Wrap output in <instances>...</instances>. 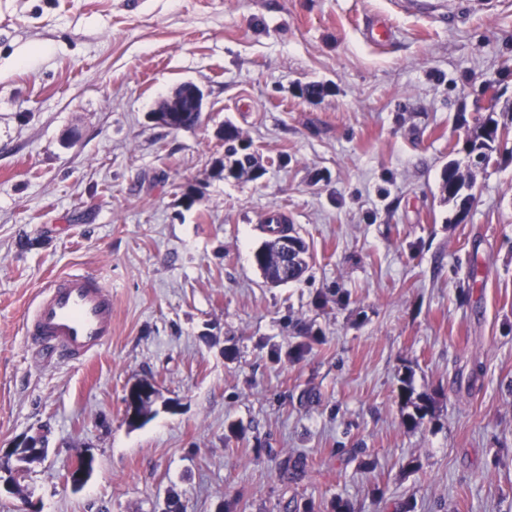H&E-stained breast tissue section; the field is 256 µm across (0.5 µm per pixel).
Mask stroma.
<instances>
[{
	"label": "stroma",
	"mask_w": 512,
	"mask_h": 512,
	"mask_svg": "<svg viewBox=\"0 0 512 512\" xmlns=\"http://www.w3.org/2000/svg\"><path fill=\"white\" fill-rule=\"evenodd\" d=\"M508 64L512 0H0V457L48 450L0 512L169 495L191 512H512V137L474 167L467 212L441 195L489 77L512 129ZM186 81L203 119L171 132L149 114ZM227 123L260 178L214 174ZM274 213L312 253L277 287L254 262ZM69 273L112 290V337L82 363L22 331ZM404 377L431 403L414 430ZM140 379L158 394L133 428ZM81 451L96 467L76 490ZM297 456L306 476L281 480Z\"/></svg>",
	"instance_id": "35a3bbf8"
}]
</instances>
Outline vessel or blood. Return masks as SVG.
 <instances>
[{"label":"vessel or blood","mask_w":512,"mask_h":512,"mask_svg":"<svg viewBox=\"0 0 512 512\" xmlns=\"http://www.w3.org/2000/svg\"><path fill=\"white\" fill-rule=\"evenodd\" d=\"M23 333L29 344L85 360L112 336V292L86 274L52 278L37 292Z\"/></svg>","instance_id":"vessel-or-blood-1"}]
</instances>
